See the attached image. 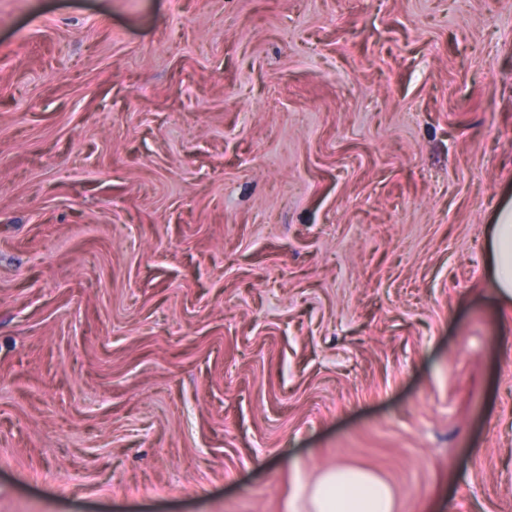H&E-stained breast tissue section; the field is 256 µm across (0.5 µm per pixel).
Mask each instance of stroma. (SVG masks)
Wrapping results in <instances>:
<instances>
[{"label":"stroma","mask_w":512,"mask_h":512,"mask_svg":"<svg viewBox=\"0 0 512 512\" xmlns=\"http://www.w3.org/2000/svg\"><path fill=\"white\" fill-rule=\"evenodd\" d=\"M512 0H0V512H512ZM494 224L490 243L496 288L504 297H512V211L500 214ZM297 511L303 512H394L390 485L364 468L336 465L323 470L311 482H300Z\"/></svg>","instance_id":"obj_1"}]
</instances>
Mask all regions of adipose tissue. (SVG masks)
<instances>
[{"label":"adipose tissue","instance_id":"ef3b65f1","mask_svg":"<svg viewBox=\"0 0 512 512\" xmlns=\"http://www.w3.org/2000/svg\"><path fill=\"white\" fill-rule=\"evenodd\" d=\"M495 285L512 297V211L500 214L490 243ZM301 512H395L390 485L364 468L343 466L323 470L312 482L299 483Z\"/></svg>","mask_w":512,"mask_h":512}]
</instances>
